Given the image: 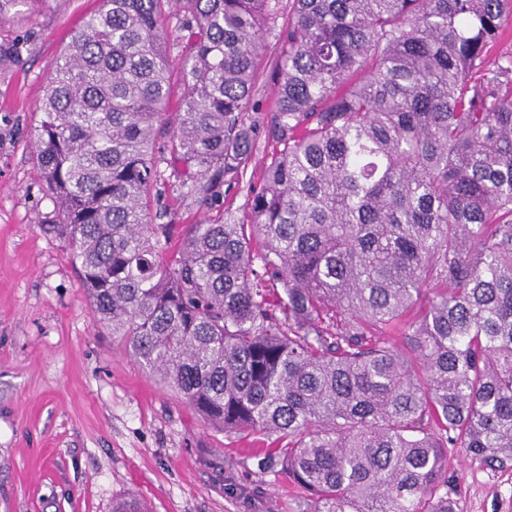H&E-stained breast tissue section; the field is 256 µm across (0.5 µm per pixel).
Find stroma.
Returning <instances> with one entry per match:
<instances>
[{
	"label": "stroma",
	"mask_w": 512,
	"mask_h": 512,
	"mask_svg": "<svg viewBox=\"0 0 512 512\" xmlns=\"http://www.w3.org/2000/svg\"><path fill=\"white\" fill-rule=\"evenodd\" d=\"M100 0H47L0 27V512H308L253 435L208 426L102 328L58 237L33 129L60 52ZM457 512H512V471L448 454Z\"/></svg>",
	"instance_id": "35a3bbf8"
}]
</instances>
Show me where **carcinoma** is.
Segmentation results:
<instances>
[{
    "label": "carcinoma",
    "instance_id": "carcinoma-1",
    "mask_svg": "<svg viewBox=\"0 0 512 512\" xmlns=\"http://www.w3.org/2000/svg\"><path fill=\"white\" fill-rule=\"evenodd\" d=\"M282 2L103 0L38 106L44 230L98 322L205 424L270 439L310 512H455L449 449L512 470V0H288L279 26ZM171 176L217 210L173 255ZM272 44L273 43H271L268 49L266 50L265 62L263 63L260 69V75L257 84V92L255 94V100L259 104V109H262L263 111L271 105L274 98L273 94L275 77L272 72V67L270 65V60L271 57L273 56L271 54ZM271 152H272L271 146L265 147V148L262 146L260 148V151L256 153L255 160L248 167L247 175L243 180L244 188H241V189L239 188V190H236V189L232 190L230 192L229 196L225 198V202H226L225 205L230 203L231 208L233 210L238 211L239 214L243 211V207L247 200L246 188H247L248 180H252L253 176H254L253 183L254 184L257 183L258 175H259V165H260L261 161L263 160V158L265 157V155L267 153H269V155H271Z\"/></svg>",
    "mask_w": 512,
    "mask_h": 512
}]
</instances>
